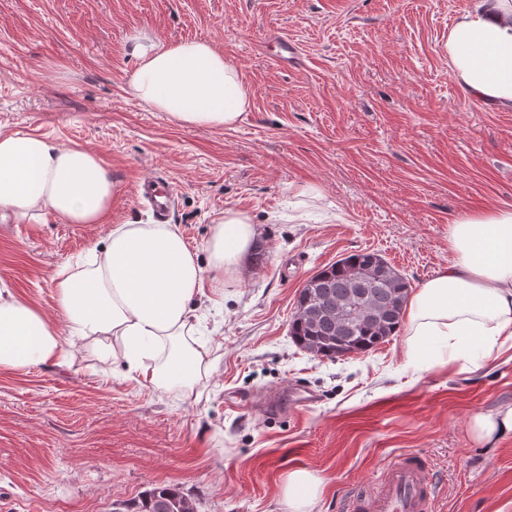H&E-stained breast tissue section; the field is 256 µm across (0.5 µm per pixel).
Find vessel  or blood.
<instances>
[{
    "instance_id": "1",
    "label": "vessel or blood",
    "mask_w": 512,
    "mask_h": 512,
    "mask_svg": "<svg viewBox=\"0 0 512 512\" xmlns=\"http://www.w3.org/2000/svg\"><path fill=\"white\" fill-rule=\"evenodd\" d=\"M144 190L159 217H166L173 203V191L166 182L149 178ZM383 490L376 496L356 492L345 494L342 512H431L437 484L428 474L423 457L390 460L382 472Z\"/></svg>"
}]
</instances>
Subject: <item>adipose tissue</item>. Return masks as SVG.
<instances>
[{
  "label": "adipose tissue",
  "mask_w": 512,
  "mask_h": 512,
  "mask_svg": "<svg viewBox=\"0 0 512 512\" xmlns=\"http://www.w3.org/2000/svg\"><path fill=\"white\" fill-rule=\"evenodd\" d=\"M448 61L465 94L512 111V0H478L448 32ZM131 94L152 111L191 126L230 128L250 107L233 65L210 42L131 40ZM116 188L102 161L79 146L62 147L28 132L0 133V223L58 217L100 224ZM453 257L413 294L407 313L409 363L473 366L512 348V210L460 212L448 228ZM256 228L234 208L217 217L207 263L173 224H117L92 246L84 268L54 278L64 326L0 289V369L68 365V336L99 343L156 388L192 389L216 365L194 337V308L204 290L223 296L240 278ZM322 481L309 471L288 475L291 512H313Z\"/></svg>",
  "instance_id": "ef3b65f1"
}]
</instances>
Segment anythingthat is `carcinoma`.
Returning <instances> with one entry per match:
<instances>
[{"label": "carcinoma", "instance_id": "cac0c4a2", "mask_svg": "<svg viewBox=\"0 0 512 512\" xmlns=\"http://www.w3.org/2000/svg\"><path fill=\"white\" fill-rule=\"evenodd\" d=\"M312 295L302 288L289 333L301 349L336 360L365 353L399 329L409 282L381 255L359 251L313 275ZM194 505L171 487L158 486L140 498L122 502V512H171Z\"/></svg>", "mask_w": 512, "mask_h": 512}]
</instances>
